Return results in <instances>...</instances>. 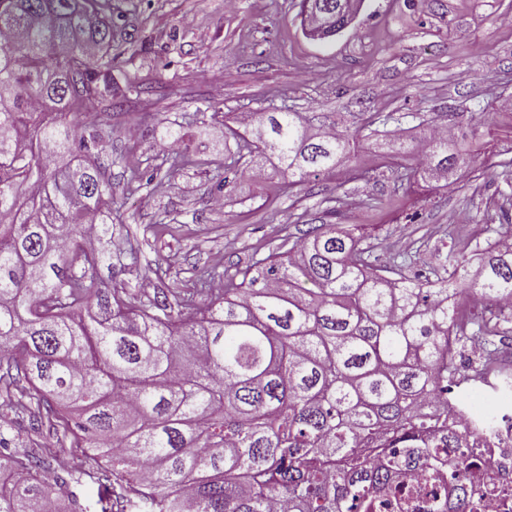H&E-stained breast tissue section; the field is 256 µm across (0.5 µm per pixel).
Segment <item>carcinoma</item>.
Segmentation results:
<instances>
[{
    "mask_svg": "<svg viewBox=\"0 0 512 512\" xmlns=\"http://www.w3.org/2000/svg\"><path fill=\"white\" fill-rule=\"evenodd\" d=\"M112 0H0V512H43L50 444L11 436L27 419L98 461L57 477L56 512H371L409 467L475 475L454 389L481 382L512 332V247L477 264L450 251L426 276L381 267L364 239L309 227L283 250L196 295L125 299L104 287L119 210L111 132L82 114L112 97ZM215 190L270 152L288 186L335 170L362 128L257 112ZM191 162L170 152L167 172ZM467 163L429 137L425 175ZM204 297L201 303L196 297ZM488 314L471 312L470 301ZM481 343L480 367L456 363ZM441 512H475V480Z\"/></svg>",
    "mask_w": 512,
    "mask_h": 512,
    "instance_id": "cac0c4a2",
    "label": "carcinoma"
}]
</instances>
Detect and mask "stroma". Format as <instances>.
Wrapping results in <instances>:
<instances>
[{
    "instance_id": "stroma-1",
    "label": "stroma",
    "mask_w": 512,
    "mask_h": 512,
    "mask_svg": "<svg viewBox=\"0 0 512 512\" xmlns=\"http://www.w3.org/2000/svg\"><path fill=\"white\" fill-rule=\"evenodd\" d=\"M122 30L112 83L122 105L92 110L112 128L107 174L122 201L112 249L137 260L101 266L105 287L140 298L194 288V273L249 267L309 225H363L379 264L397 254L427 272L454 249L479 257L490 230L512 221V0H365L333 40L307 38L300 0H112ZM324 112L340 128L372 124L354 157L288 188L274 159L264 175L214 184L236 149L240 117ZM401 122H386L388 114ZM451 124L474 158L448 178L414 180L415 152L388 161V135L415 145L424 124ZM177 123L195 159L130 191L131 168L155 169ZM408 173L401 181L397 172Z\"/></svg>"
}]
</instances>
